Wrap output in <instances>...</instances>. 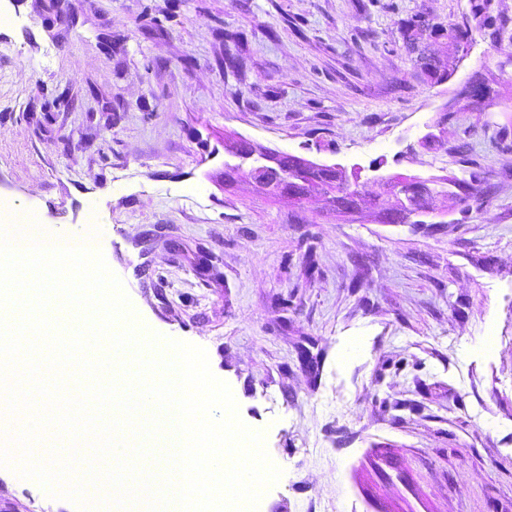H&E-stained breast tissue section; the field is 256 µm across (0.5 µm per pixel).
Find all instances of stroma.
I'll list each match as a JSON object with an SVG mask.
<instances>
[{
  "instance_id": "35a3bbf8",
  "label": "stroma",
  "mask_w": 512,
  "mask_h": 512,
  "mask_svg": "<svg viewBox=\"0 0 512 512\" xmlns=\"http://www.w3.org/2000/svg\"><path fill=\"white\" fill-rule=\"evenodd\" d=\"M471 4L0 0V216L97 230L136 319L206 350L282 470L265 512H512V63ZM147 7L162 29L139 25ZM420 12L470 27L463 58L435 45L438 86L398 49ZM491 75L496 100L442 118ZM240 136L361 166L359 217L267 197L246 165L225 185ZM463 141L487 203L377 221L384 177L465 178ZM0 512L78 509L0 467Z\"/></svg>"
}]
</instances>
